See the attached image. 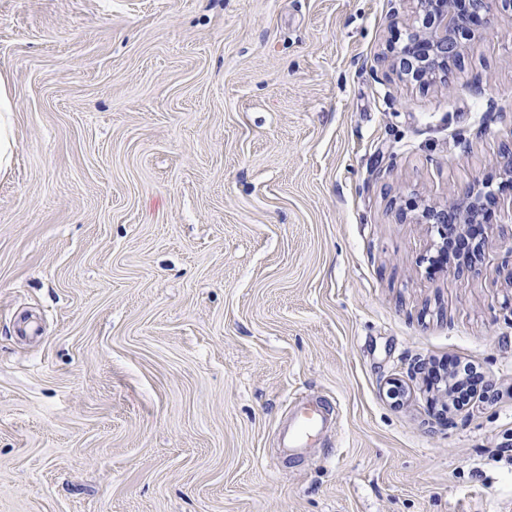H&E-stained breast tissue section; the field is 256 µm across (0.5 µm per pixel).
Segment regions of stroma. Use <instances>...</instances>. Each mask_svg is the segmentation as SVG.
Masks as SVG:
<instances>
[{
  "instance_id": "obj_1",
  "label": "stroma",
  "mask_w": 512,
  "mask_h": 512,
  "mask_svg": "<svg viewBox=\"0 0 512 512\" xmlns=\"http://www.w3.org/2000/svg\"><path fill=\"white\" fill-rule=\"evenodd\" d=\"M417 10L0 0V512H512V10L425 85ZM477 177L465 269L398 214ZM12 116L11 100L0 78V171L7 170L13 159L15 139ZM457 367V366H456ZM455 369L448 373V376H454L458 381L457 390L454 395L449 399L453 406L463 402L464 398L469 395L473 387L477 384V372L468 365L464 366L463 371ZM296 407L292 425L284 437V447L294 453L307 448L312 437L323 425L322 413L314 404L301 401Z\"/></svg>"
}]
</instances>
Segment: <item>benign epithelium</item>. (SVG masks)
Here are the masks:
<instances>
[{
  "instance_id": "benign-epithelium-1",
  "label": "benign epithelium",
  "mask_w": 512,
  "mask_h": 512,
  "mask_svg": "<svg viewBox=\"0 0 512 512\" xmlns=\"http://www.w3.org/2000/svg\"><path fill=\"white\" fill-rule=\"evenodd\" d=\"M498 1L512 9V0H419L417 25L406 43L393 48V64L420 84L443 80L462 54L461 37L472 40L485 35L491 26L492 6ZM479 188L478 182L465 187L445 206L425 204L413 220L417 224L451 222L460 228L471 224L494 203Z\"/></svg>"
}]
</instances>
